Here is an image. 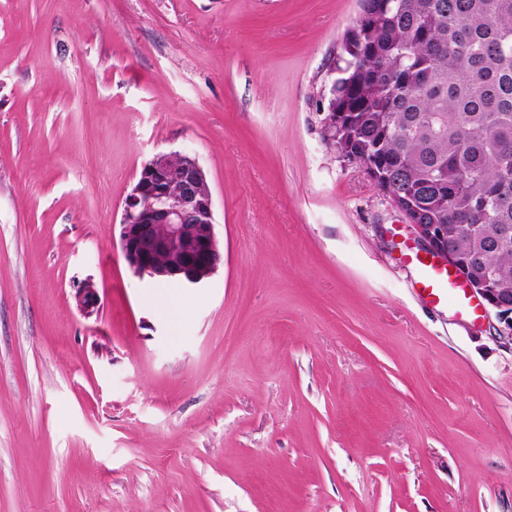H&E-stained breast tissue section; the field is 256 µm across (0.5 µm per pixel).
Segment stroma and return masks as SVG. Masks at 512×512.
<instances>
[{
  "mask_svg": "<svg viewBox=\"0 0 512 512\" xmlns=\"http://www.w3.org/2000/svg\"><path fill=\"white\" fill-rule=\"evenodd\" d=\"M359 11L0 0V512H512V345L421 300L412 231L323 138ZM172 150L224 250L196 290L120 247ZM74 298L78 309L85 316H91L99 309V293L95 284L90 279L85 280L80 288H76Z\"/></svg>",
  "mask_w": 512,
  "mask_h": 512,
  "instance_id": "1",
  "label": "stroma"
}]
</instances>
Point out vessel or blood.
Segmentation results:
<instances>
[{
    "mask_svg": "<svg viewBox=\"0 0 512 512\" xmlns=\"http://www.w3.org/2000/svg\"><path fill=\"white\" fill-rule=\"evenodd\" d=\"M405 260L422 274L420 296L433 305H449L465 312H474L473 298L464 283L449 267L426 253L407 249Z\"/></svg>",
    "mask_w": 512,
    "mask_h": 512,
    "instance_id": "obj_1",
    "label": "vessel or blood"
}]
</instances>
